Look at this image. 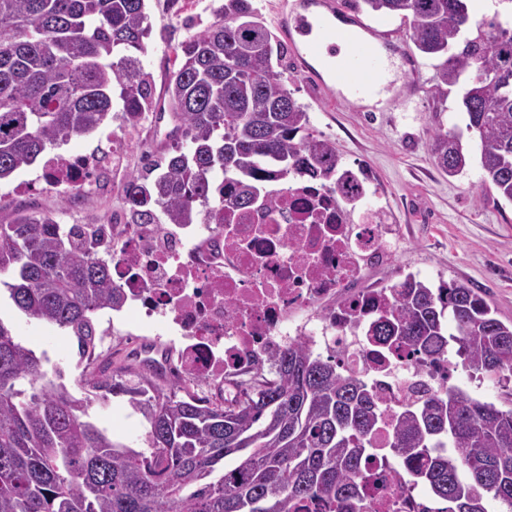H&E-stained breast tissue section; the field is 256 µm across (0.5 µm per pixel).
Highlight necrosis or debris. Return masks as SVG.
Returning <instances> with one entry per match:
<instances>
[{"instance_id":"obj_1","label":"necrosis or debris","mask_w":512,"mask_h":512,"mask_svg":"<svg viewBox=\"0 0 512 512\" xmlns=\"http://www.w3.org/2000/svg\"><path fill=\"white\" fill-rule=\"evenodd\" d=\"M127 133L115 130L105 155L65 150L45 158L39 182L96 193L123 165ZM386 212L369 168L343 165L327 178L264 181L256 201L225 209L220 225L114 218L105 239L124 302L113 310L112 326L134 318L155 327V336L134 343L137 359L214 394L302 341L341 356L394 416L418 396L445 389L452 372L443 360L389 353L364 333L385 291L362 282L401 247ZM426 508V495L404 468L375 469L363 512Z\"/></svg>"}]
</instances>
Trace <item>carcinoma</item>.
<instances>
[{
	"mask_svg": "<svg viewBox=\"0 0 512 512\" xmlns=\"http://www.w3.org/2000/svg\"><path fill=\"white\" fill-rule=\"evenodd\" d=\"M356 12L411 20L410 40L442 57L438 91L461 82L466 130L484 184L512 202V27L482 21L467 0H343ZM220 19L174 47L166 93L185 139L126 178L132 224L224 223L265 179L329 177L341 158L310 133V117L275 65L287 49L249 0H224ZM150 34L145 0H0V181L118 110L138 123L153 106L140 55ZM450 177L472 161L450 129L429 143ZM102 230L68 232L52 216L0 224V285L25 316L69 332L90 357L101 310L123 304L102 256ZM370 325L387 349L453 360L472 375L512 376V322L464 283L433 288L413 276ZM46 355L15 341L0 317V512H359L371 438L383 426L376 391L302 343L269 374L234 383L220 403L184 383L129 365L81 382L97 398L126 396L149 429L137 451L90 420L95 399L75 397ZM391 459L449 512H512V409L451 386L397 419Z\"/></svg>",
	"mask_w": 512,
	"mask_h": 512,
	"instance_id": "1",
	"label": "carcinoma"
}]
</instances>
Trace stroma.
I'll list each match as a JSON object with an SVG mask.
<instances>
[{
    "instance_id": "1",
    "label": "stroma",
    "mask_w": 512,
    "mask_h": 512,
    "mask_svg": "<svg viewBox=\"0 0 512 512\" xmlns=\"http://www.w3.org/2000/svg\"><path fill=\"white\" fill-rule=\"evenodd\" d=\"M223 2L145 0L151 31L141 60L151 76L156 101L164 99L174 47L215 22ZM416 60L421 66L419 96H410L408 85L397 80L390 85V98L378 109L360 103L334 104L304 72L295 53H288L280 73L294 98L307 108L312 133L330 139L343 163L369 166L386 198L389 221L396 224L402 244L392 264L372 272L370 282L390 286L411 273L421 274L434 286L458 280L479 289L501 321L512 322V202L483 185L478 163L455 177L436 168L429 143L436 131L461 125L462 90L455 86L447 95H439V59L420 54ZM172 127L171 120L149 118L133 131L128 165L115 174V181L136 172L144 154L171 149L172 140L155 139L153 131L167 133ZM125 207L124 196L117 192L104 191L82 200L45 189L20 190L12 180L0 182V224L19 211L51 213L68 225L100 224ZM0 317L8 321L16 341L47 355L50 368L63 372L66 385L79 398L88 393L80 384L84 372L128 357L130 340L122 334L108 335L92 359L83 360L68 333L7 305L0 307ZM453 382L474 398L502 410L512 408V379L473 378L459 370ZM91 415L114 439L125 443L141 440L147 430L143 416L122 397L95 404Z\"/></svg>"
}]
</instances>
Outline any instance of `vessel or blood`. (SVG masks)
Returning a JSON list of instances; mask_svg holds the SVG:
<instances>
[{
    "label": "vessel or blood",
    "mask_w": 512,
    "mask_h": 512,
    "mask_svg": "<svg viewBox=\"0 0 512 512\" xmlns=\"http://www.w3.org/2000/svg\"><path fill=\"white\" fill-rule=\"evenodd\" d=\"M314 13L305 14L296 5L284 4L280 16V31L293 46L307 73H314L315 61L322 59L325 41L339 39L344 47L343 57L334 71L331 98L339 104L358 103L366 97L381 93L390 72L382 48L389 41L388 31L366 27L336 29L332 18L336 13L334 0H312Z\"/></svg>",
    "instance_id": "vessel-or-blood-1"
}]
</instances>
